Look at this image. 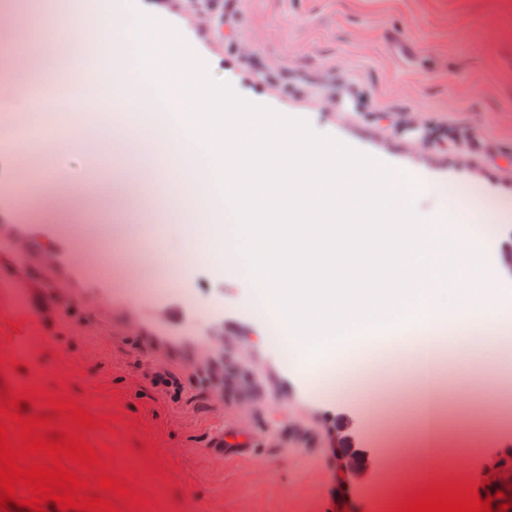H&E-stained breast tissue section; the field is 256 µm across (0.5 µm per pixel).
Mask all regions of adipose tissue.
<instances>
[{
    "label": "adipose tissue",
    "mask_w": 512,
    "mask_h": 512,
    "mask_svg": "<svg viewBox=\"0 0 512 512\" xmlns=\"http://www.w3.org/2000/svg\"><path fill=\"white\" fill-rule=\"evenodd\" d=\"M80 20L81 35L61 40L82 81L50 66L0 100L30 114L27 152L73 154L66 127L112 113L99 134L126 190L145 209L167 196L177 223L207 226L196 260L251 281L255 315L315 394L359 393L351 366L378 337L497 374L512 355V285L489 253L500 223L446 183L387 171L226 95L137 0H84Z\"/></svg>",
    "instance_id": "obj_1"
}]
</instances>
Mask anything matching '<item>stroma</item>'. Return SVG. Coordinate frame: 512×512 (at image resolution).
I'll list each match as a JSON object with an SVG mask.
<instances>
[{
	"label": "stroma",
	"instance_id": "obj_1",
	"mask_svg": "<svg viewBox=\"0 0 512 512\" xmlns=\"http://www.w3.org/2000/svg\"><path fill=\"white\" fill-rule=\"evenodd\" d=\"M146 18L166 26L206 61L214 76L255 111L300 122L315 136L351 146L392 171H420L489 201L512 198L497 162L512 157V0H240L230 38L202 35L159 0H141ZM412 42L396 60L389 42ZM36 322L18 327L20 350L0 313V378L11 388L68 394L110 429L86 431L92 446L115 448L113 470L135 473L150 512H391L401 459L379 446L366 400L314 395L249 307L251 286L194 262L184 288L156 284V301L192 299L184 331L124 299L95 311L93 286L64 254L26 263ZM65 281L76 301L51 294ZM220 323L224 333L205 335ZM23 370H12L14 361ZM359 370L378 382L390 423L422 426L419 387L391 381L379 356ZM491 396L448 376V437L467 448L449 479L478 484L512 460V429L477 439ZM358 426L355 447L380 464L357 485L336 469L340 426ZM244 441V455H220L218 435Z\"/></svg>",
	"mask_w": 512,
	"mask_h": 512
}]
</instances>
